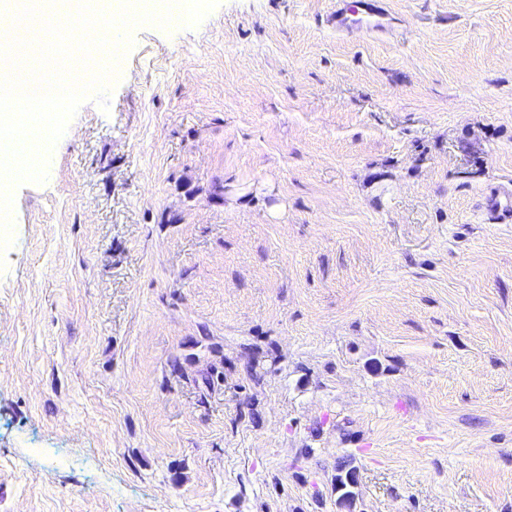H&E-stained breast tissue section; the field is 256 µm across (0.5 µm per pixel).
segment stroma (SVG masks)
<instances>
[{"label":"stroma","instance_id":"1","mask_svg":"<svg viewBox=\"0 0 512 512\" xmlns=\"http://www.w3.org/2000/svg\"><path fill=\"white\" fill-rule=\"evenodd\" d=\"M128 29L0 270V512H512V0ZM386 19L383 0H336L327 23L342 32L352 27L379 28ZM488 219L493 224L512 223V195L497 189L485 192Z\"/></svg>","mask_w":512,"mask_h":512}]
</instances>
